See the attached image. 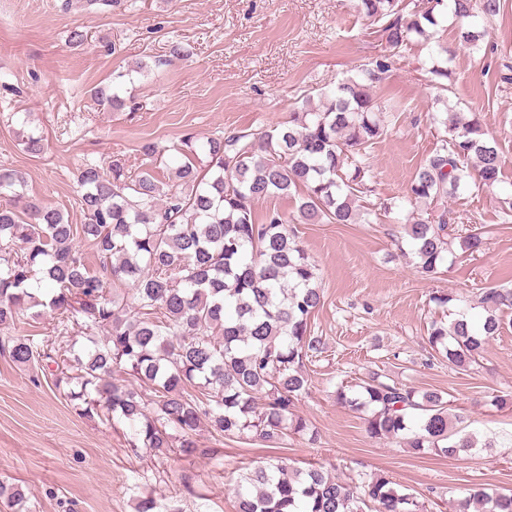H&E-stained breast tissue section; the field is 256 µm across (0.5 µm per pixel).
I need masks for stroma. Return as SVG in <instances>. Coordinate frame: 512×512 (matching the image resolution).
Segmentation results:
<instances>
[{"instance_id": "obj_1", "label": "stroma", "mask_w": 512, "mask_h": 512, "mask_svg": "<svg viewBox=\"0 0 512 512\" xmlns=\"http://www.w3.org/2000/svg\"><path fill=\"white\" fill-rule=\"evenodd\" d=\"M76 26L87 41L74 48L66 39ZM435 38L450 54L452 101L480 114L503 157L499 184L448 200L467 228L483 231L484 251L455 249L433 278L399 251L412 218L403 196L446 116L428 87L430 48L416 40L375 89L394 112L370 152L373 200L392 211L375 224L297 227L319 269L322 302L311 331L325 350L307 363L309 393L294 412L316 441L221 438L203 425L196 431L203 455L160 459L132 450L123 422L80 415L55 387L53 366H22L0 352V483L24 489L22 512H136L146 498L156 512H236L242 472L274 457L301 468L323 464L353 485L381 474L398 490L442 505L478 484L512 491V316L469 371L450 369L428 344L431 323L444 318L432 295L472 301L483 288H512V83L499 73L503 61L512 62V0H503L480 51L462 45L450 20ZM175 45L181 55H172ZM381 49L355 0H121L106 10L86 0H0V169L21 173L32 199L80 224L84 164L118 159L137 173L149 164L146 142L164 148L167 162L185 135L202 142L288 121ZM118 71L126 78L117 92L135 100V109L115 111L92 95ZM25 112L44 138L37 157L7 122ZM374 373L441 391L463 409L469 431L493 439L494 448L452 459L370 438L367 411L338 404L334 391Z\"/></svg>"}]
</instances>
